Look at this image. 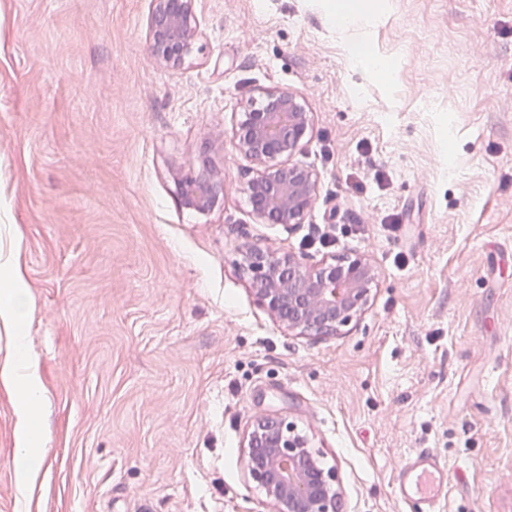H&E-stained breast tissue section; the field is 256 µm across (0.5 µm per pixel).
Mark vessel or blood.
<instances>
[{
  "mask_svg": "<svg viewBox=\"0 0 512 512\" xmlns=\"http://www.w3.org/2000/svg\"><path fill=\"white\" fill-rule=\"evenodd\" d=\"M393 486L409 512H441L451 488L447 466L425 449L407 456L395 474Z\"/></svg>",
  "mask_w": 512,
  "mask_h": 512,
  "instance_id": "b4317fda",
  "label": "vessel or blood"
}]
</instances>
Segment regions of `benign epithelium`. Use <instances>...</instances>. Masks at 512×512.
<instances>
[{
    "label": "benign epithelium",
    "instance_id": "benign-epithelium-1",
    "mask_svg": "<svg viewBox=\"0 0 512 512\" xmlns=\"http://www.w3.org/2000/svg\"><path fill=\"white\" fill-rule=\"evenodd\" d=\"M194 0H153L149 40L153 56L171 66L188 57L198 35ZM312 129L311 113L293 94L261 90L236 125L238 150L258 166L246 186L254 213L284 226L303 223L316 197L317 175L292 162ZM220 178L188 180L182 198L212 208ZM242 270L257 304L290 330L333 335L361 315L378 281L362 256H332L315 264L260 244L244 248ZM246 467L276 512H338L336 472L316 458L297 426L279 414L256 419L247 437Z\"/></svg>",
    "mask_w": 512,
    "mask_h": 512
}]
</instances>
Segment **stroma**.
Masks as SVG:
<instances>
[{"label":"stroma","instance_id":"stroma-1","mask_svg":"<svg viewBox=\"0 0 512 512\" xmlns=\"http://www.w3.org/2000/svg\"><path fill=\"white\" fill-rule=\"evenodd\" d=\"M194 0L178 66L151 0H0V253L15 252L44 399V467L15 484L17 390L0 384V512H272L246 434L276 411L335 468L339 512H406L427 449L448 512H512V0ZM260 89L301 96L318 177L294 228L256 216L236 148ZM223 179L209 211L179 197ZM248 243L379 280L340 333L273 321ZM393 486L409 512H440L451 488L447 466L425 449L407 456L395 474Z\"/></svg>","mask_w":512,"mask_h":512}]
</instances>
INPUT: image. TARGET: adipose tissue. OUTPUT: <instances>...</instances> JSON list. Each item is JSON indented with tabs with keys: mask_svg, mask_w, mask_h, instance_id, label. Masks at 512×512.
Listing matches in <instances>:
<instances>
[{
	"mask_svg": "<svg viewBox=\"0 0 512 512\" xmlns=\"http://www.w3.org/2000/svg\"><path fill=\"white\" fill-rule=\"evenodd\" d=\"M30 315L23 276L12 258L0 261V326L9 330L14 341L13 358L0 366V382L19 388L16 407V433L19 457L16 466L17 490L27 495L43 460L35 451L38 436L36 408L43 400L37 363L29 351L24 327Z\"/></svg>",
	"mask_w": 512,
	"mask_h": 512,
	"instance_id": "ef3b65f1",
	"label": "adipose tissue"
}]
</instances>
